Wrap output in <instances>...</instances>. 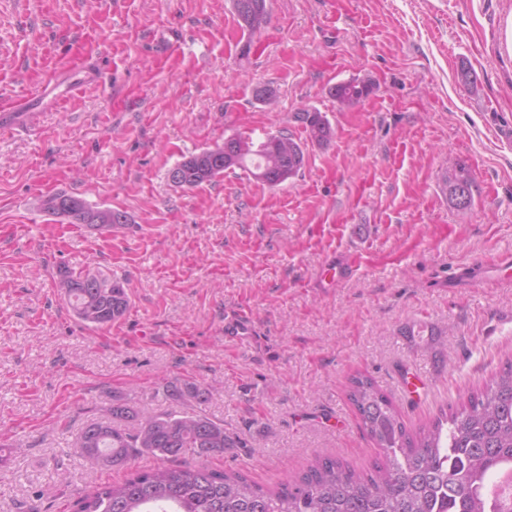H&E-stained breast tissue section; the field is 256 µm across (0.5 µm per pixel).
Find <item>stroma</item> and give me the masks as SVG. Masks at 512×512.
<instances>
[{
    "mask_svg": "<svg viewBox=\"0 0 512 512\" xmlns=\"http://www.w3.org/2000/svg\"><path fill=\"white\" fill-rule=\"evenodd\" d=\"M267 5L249 34L232 0H0V101L88 53L103 74L0 135V512H70L122 480L80 454V430L115 404L189 411L175 383L206 389V415L241 441L208 464L275 488L318 456L374 465L352 375L415 431L512 356V283L458 276L512 253V0ZM347 81L371 90L342 110L330 91ZM304 108L326 113L327 144L294 122ZM282 131L305 165L279 187L239 170L193 188L168 178L225 138ZM461 165L476 185L465 212L443 187ZM60 192L130 222L111 235L68 223L41 207ZM331 258L346 279L332 282ZM61 267L124 282L128 311L80 323L54 286ZM238 315L243 343L224 330ZM417 323L439 336L415 343Z\"/></svg>",
    "mask_w": 512,
    "mask_h": 512,
    "instance_id": "obj_1",
    "label": "stroma"
}]
</instances>
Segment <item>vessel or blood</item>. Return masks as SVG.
<instances>
[{"mask_svg":"<svg viewBox=\"0 0 512 512\" xmlns=\"http://www.w3.org/2000/svg\"><path fill=\"white\" fill-rule=\"evenodd\" d=\"M100 72L93 60L78 67L61 68L56 77L25 98L0 106V130L27 129L35 125L48 105L63 100L73 91L99 85Z\"/></svg>","mask_w":512,"mask_h":512,"instance_id":"obj_1","label":"vessel or blood"}]
</instances>
